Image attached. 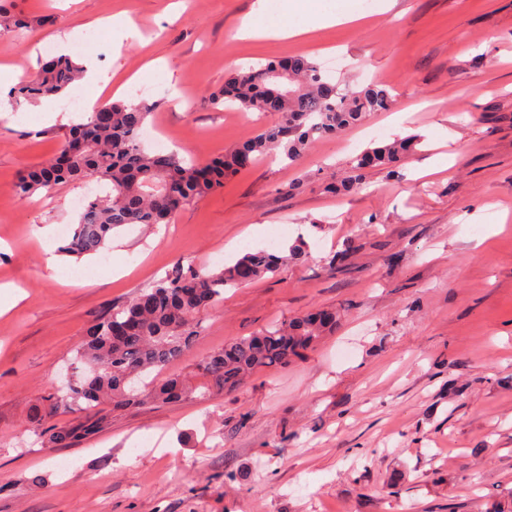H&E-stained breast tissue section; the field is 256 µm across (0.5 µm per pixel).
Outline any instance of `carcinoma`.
<instances>
[{
    "instance_id": "1",
    "label": "carcinoma",
    "mask_w": 512,
    "mask_h": 512,
    "mask_svg": "<svg viewBox=\"0 0 512 512\" xmlns=\"http://www.w3.org/2000/svg\"><path fill=\"white\" fill-rule=\"evenodd\" d=\"M52 23L49 15L26 21L0 0L1 27L32 29ZM82 75V67L72 58H53L16 88L14 98L58 97ZM203 100L213 107L229 103L251 112L275 113L280 121L246 137L232 152L195 164L174 150L146 151L141 137L149 112L144 106L105 103L94 108L87 121L71 125L54 157L23 174L15 191L29 196L72 181L105 185L104 194L80 213L71 238L60 249L79 259L104 249L121 227L166 224L180 209L223 188L227 177L259 159L274 154L292 164L316 140L356 127L394 103L391 89L384 85L339 89L305 55L235 71L224 89ZM418 144L419 138L412 135L369 147L351 161L345 178L326 181L323 190L343 194L362 189L370 171L395 172ZM307 259L304 246L295 243L286 254L279 249L248 250L216 272L178 268L126 304L103 313L74 350L66 394L33 405L27 413L30 428L47 443L65 446L97 431L108 407L203 400L239 387L257 371L301 357L336 328V311L319 309L232 340L199 365L194 386L179 375L156 376L199 335L202 316L224 297L226 286L274 275L290 262Z\"/></svg>"
}]
</instances>
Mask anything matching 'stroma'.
<instances>
[{
	"instance_id": "1",
	"label": "stroma",
	"mask_w": 512,
	"mask_h": 512,
	"mask_svg": "<svg viewBox=\"0 0 512 512\" xmlns=\"http://www.w3.org/2000/svg\"><path fill=\"white\" fill-rule=\"evenodd\" d=\"M334 2L362 21L268 41L238 36L253 0H11L55 22L0 30V65L33 73L69 35L67 55L92 50L100 65L71 96L126 102L149 86L146 145L201 164L278 120L202 103L239 66L306 54L340 84L389 86L396 103L295 165L241 170L170 223L122 228L131 272L117 280L77 259L57 277L44 266L85 184L14 191L57 152L67 126L46 114L63 99L0 117V286L22 294L0 315V512H489L512 499V0ZM119 12L139 35L116 51L101 22ZM408 134L420 143L398 172L323 191L362 150ZM280 225L279 246L304 239L308 260L225 289L172 370L194 374L225 343L319 308L340 315L331 335L235 391L118 410L66 447L29 431L30 407L57 394L104 309L176 266L207 273L266 247Z\"/></svg>"
}]
</instances>
